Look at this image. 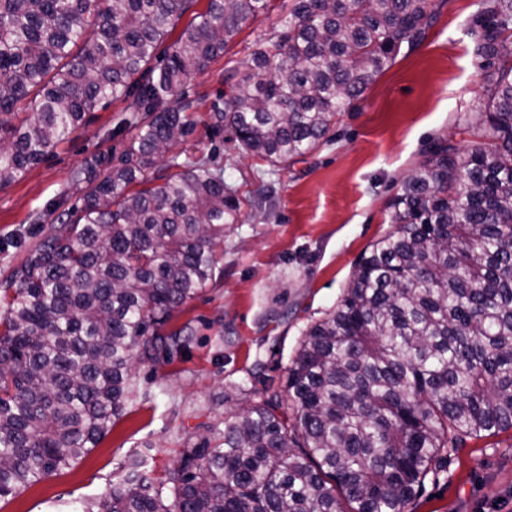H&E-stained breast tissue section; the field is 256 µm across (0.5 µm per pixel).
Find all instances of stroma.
Returning a JSON list of instances; mask_svg holds the SVG:
<instances>
[{
    "label": "stroma",
    "mask_w": 512,
    "mask_h": 512,
    "mask_svg": "<svg viewBox=\"0 0 512 512\" xmlns=\"http://www.w3.org/2000/svg\"><path fill=\"white\" fill-rule=\"evenodd\" d=\"M484 2L443 0L422 44L402 52L355 110L333 119L316 149L285 168L239 153L229 130L212 129L210 111L224 101L226 70H247L254 41L278 30L292 0H267L223 56L175 90L174 100L196 103L177 151L216 155L240 201L238 223L224 231V273L174 312L169 329L190 326L191 343L170 361L137 365L139 395L97 447L0 499V512H72L76 502L108 494L119 461L142 452L164 472L241 405L251 371L283 384L303 330L336 305L364 250L392 231L406 175L439 138L470 147L464 127L498 78L496 65L474 52ZM122 108L99 104L71 140L0 188V278L78 200L72 171L128 149L134 132L122 125ZM34 213L41 223H30ZM413 512H512V429L466 440L448 459L447 479L426 483Z\"/></svg>",
    "instance_id": "obj_1"
}]
</instances>
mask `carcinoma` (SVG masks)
<instances>
[{"instance_id":"cac0c4a2","label":"carcinoma","mask_w":512,"mask_h":512,"mask_svg":"<svg viewBox=\"0 0 512 512\" xmlns=\"http://www.w3.org/2000/svg\"><path fill=\"white\" fill-rule=\"evenodd\" d=\"M0 0V187L121 100L135 135L0 281V498L86 455L139 395L135 365L186 346L164 331L213 280L239 203L224 169L174 156L193 101L170 99L266 0ZM434 0H294L213 107L217 130L273 164L316 148L404 49ZM475 52L497 60L486 118L460 155L440 140L403 182L395 230L358 260L336 306L303 332L285 385L264 384L224 427L155 475L130 457L72 512H411L468 438L512 429V0H488ZM274 59L278 72L264 75ZM162 180L154 187L152 180ZM144 188L131 190V185Z\"/></svg>"}]
</instances>
